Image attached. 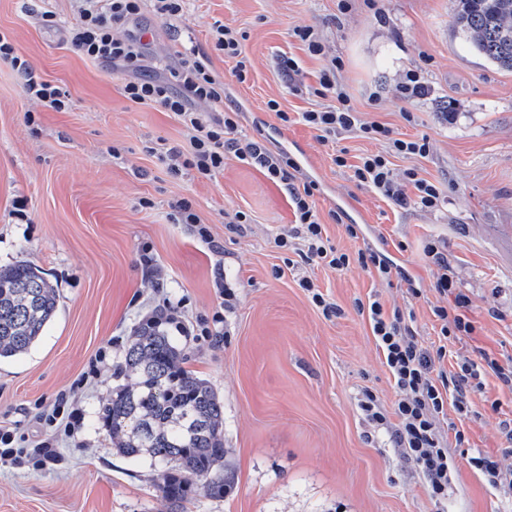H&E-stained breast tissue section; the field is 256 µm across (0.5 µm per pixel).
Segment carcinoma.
<instances>
[{"label": "carcinoma", "instance_id": "1", "mask_svg": "<svg viewBox=\"0 0 512 512\" xmlns=\"http://www.w3.org/2000/svg\"><path fill=\"white\" fill-rule=\"evenodd\" d=\"M453 16L477 52L512 71V0H453ZM57 305L54 286L36 264L18 260L0 266V359L25 354ZM185 361L183 348L161 324H139L122 366L127 381L98 412L119 455L157 468V486L171 512H183L199 487L222 497L232 486L224 403Z\"/></svg>", "mask_w": 512, "mask_h": 512}]
</instances>
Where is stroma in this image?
Masks as SVG:
<instances>
[{"label":"stroma","instance_id":"obj_1","mask_svg":"<svg viewBox=\"0 0 512 512\" xmlns=\"http://www.w3.org/2000/svg\"><path fill=\"white\" fill-rule=\"evenodd\" d=\"M186 0L183 15L165 24L142 15L126 28L148 43L156 73L184 47L208 53L224 84V102L242 114L241 130L279 150V132L305 147L310 164L299 173L314 181L315 201L331 245L357 254L386 239L390 258L414 278L380 280L352 263L343 272L294 253L285 257L277 235L293 220L285 194L255 168L230 159L216 178L168 174L151 146L186 145L172 114L132 105L120 86L122 70L77 53L66 31L78 21L73 0H0V34L16 44L45 81L69 93L56 111L31 100L20 78L0 66V265L32 261L54 285L55 316L24 355L0 360V425L34 434L35 403H51L107 348L97 379L80 391L84 422L60 443L59 461L40 470L0 469V512H170L148 462L126 459L112 447L98 411L113 387L134 326L164 305L178 307L186 325L212 316L220 303L217 274L238 290L218 347L185 337L188 368L207 378L224 400V445L234 487L221 498L192 493L185 512H512V500L488 488L468 464L487 452L512 469L500 423L512 419V389L485 373L471 397L472 412L458 427L467 441L450 445L457 471L445 507L384 435L363 421L358 401L371 392L384 406L395 400L369 322L358 304L380 298L409 314L419 342L445 348V370L477 348L512 356V72L478 55L452 19L451 0ZM56 15L44 26V11ZM229 23L244 31L252 64L246 82L233 61L214 49L211 29ZM316 26L325 53L310 55L293 30ZM296 59L294 83L277 66ZM336 78L366 118L406 137L424 136L430 152L417 166L440 183L445 202L424 212L389 205L356 186L351 164L381 143L341 135L348 165L336 167L331 147L301 123L282 126L267 108L303 112L324 100L314 93L318 73L332 59ZM416 70L422 98L402 105L397 84ZM414 115L400 116L401 108ZM33 113L34 125L25 122ZM150 208H142V199ZM188 199L211 227L214 245L172 223L171 205ZM245 212L242 233L224 228L225 215ZM339 220H332L331 212ZM360 225L350 238L345 227ZM448 248L460 288L471 300L472 335L449 344L433 314L443 300L433 290L430 240ZM150 245L156 270L145 274L139 250ZM311 277L341 313L325 317L299 287Z\"/></svg>","mask_w":512,"mask_h":512}]
</instances>
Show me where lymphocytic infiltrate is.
Returning <instances> with one entry per match:
<instances>
[{
  "label": "lymphocytic infiltrate",
  "mask_w": 512,
  "mask_h": 512,
  "mask_svg": "<svg viewBox=\"0 0 512 512\" xmlns=\"http://www.w3.org/2000/svg\"><path fill=\"white\" fill-rule=\"evenodd\" d=\"M78 10L79 23L67 31L71 46L87 59L127 71L129 77L123 82L122 94L129 102L172 113L187 129V146H173L164 153L169 174L177 177L183 171L192 170L200 177L211 179L223 172L228 159L252 166L285 192L292 208V224L275 239L279 249L291 251L299 240L307 248V259L329 269L347 270L355 260L383 279L395 277L409 282L406 270L394 267L384 247H365L352 258L329 245L314 202L316 184L299 180V166L294 158L272 152L260 140L239 138L241 114L237 109L225 108L224 84L214 75L206 53L194 51L181 56L175 65L167 67L163 76L148 74L144 42L123 35L122 30L145 10L158 20H171L181 14L183 0H78ZM2 63L23 79L30 98L57 111L67 108L66 91L37 77L30 62L3 35L0 36ZM317 80V95L332 96V104L298 113L294 118L316 131L323 143L338 134L349 133L368 140H382L387 145L386 151L365 154L352 166L347 163L345 150H337L333 155L336 166H351L356 185L371 188L397 207L412 205L423 211L436 210L442 201V188L439 183L420 177L415 165L417 159L426 157L430 151L427 138H400L390 127L363 119L350 96L337 83L335 70L320 71ZM201 103L214 107V115L199 112L197 106ZM396 157L406 159L407 167L394 169L392 160ZM425 253L436 268L435 292L453 299L452 306H438L433 310L441 323V336L471 335L475 325L467 315L470 300L457 285L447 250L434 241L427 245ZM219 296V311L211 319L198 321L192 332L174 310L160 309L155 316L179 335L191 332L196 338L209 340L218 336V326L236 299L234 289L226 283L221 285ZM365 313L393 377L396 399L387 408L372 393H363L358 403L363 419L374 430L388 434L393 447L399 448L421 474L429 497L435 503H443L448 498L454 471L448 443L465 441L464 433L449 422L448 415L452 412L462 417L468 415L469 396L481 390L484 371H492L504 386L512 388V356L498 357L482 349L477 359H465L457 371L448 373L438 369L435 357L419 345L399 308H386L375 298L369 300ZM83 420V411L72 393L63 392L51 409L36 413L39 431L35 439H26L17 428L1 426L0 467L42 468L56 460V448L62 437L73 436Z\"/></svg>",
  "instance_id": "1"
}]
</instances>
